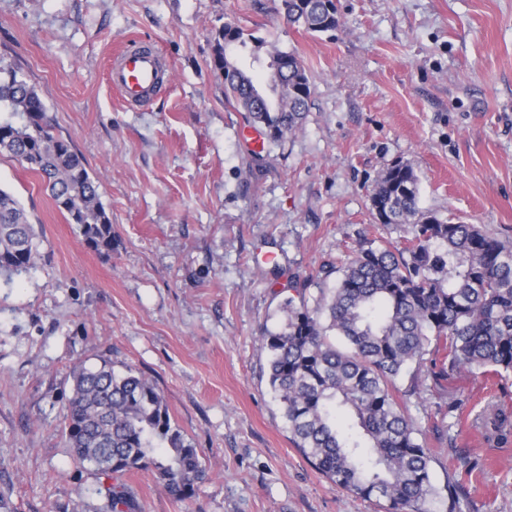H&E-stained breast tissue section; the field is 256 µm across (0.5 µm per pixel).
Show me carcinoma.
I'll return each instance as SVG.
<instances>
[{"mask_svg":"<svg viewBox=\"0 0 512 512\" xmlns=\"http://www.w3.org/2000/svg\"><path fill=\"white\" fill-rule=\"evenodd\" d=\"M281 0L288 23L310 32L341 26L334 0ZM270 74L273 98L254 110L255 84L244 70L224 75V98L268 131L273 143L299 130L311 85L293 52ZM213 66L224 69V27L215 31ZM40 175L69 223L96 248L112 250V222L98 186L71 142L55 131L36 87L0 65V153ZM379 223L407 224L402 248L363 235L345 246L311 284L289 279L287 319L266 331L269 385L296 447L336 488L386 503L385 512H427L435 493L432 453L395 398L396 379L428 353L441 355L436 381L461 374L512 372V243L475 224L447 223L419 206L418 178L395 164L377 181ZM39 234L19 201L0 189V272L36 266ZM66 435L77 458L105 475L153 464L166 491L186 499L204 469L156 387L104 364L74 374ZM448 512H462V484L447 482ZM112 512H135L128 488L108 487Z\"/></svg>","mask_w":512,"mask_h":512,"instance_id":"1","label":"carcinoma"}]
</instances>
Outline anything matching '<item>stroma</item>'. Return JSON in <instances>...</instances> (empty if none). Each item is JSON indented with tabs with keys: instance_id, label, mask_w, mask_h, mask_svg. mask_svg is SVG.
Segmentation results:
<instances>
[{
	"instance_id": "35a3bbf8",
	"label": "stroma",
	"mask_w": 512,
	"mask_h": 512,
	"mask_svg": "<svg viewBox=\"0 0 512 512\" xmlns=\"http://www.w3.org/2000/svg\"><path fill=\"white\" fill-rule=\"evenodd\" d=\"M278 0H0V61L33 83L94 178L112 251L88 243L41 177L0 156V188L41 236L22 275L0 274V512H385L340 490L291 440L259 341L281 322L288 277L317 278L360 235L392 242L370 195L411 164L420 205L512 240V0H336L340 28L310 33ZM232 22L295 52L311 83L303 129L254 156L224 99L213 32ZM130 41L165 61L160 90L126 103L109 81ZM112 365L157 387L205 478L185 500L153 466L109 477L62 433L78 366ZM431 359L398 398L432 452L428 512H512V374H462L439 390ZM421 392L407 395L411 381ZM458 407H449L450 399Z\"/></svg>"
}]
</instances>
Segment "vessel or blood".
Here are the masks:
<instances>
[{
	"label": "vessel or blood",
	"mask_w": 512,
	"mask_h": 512,
	"mask_svg": "<svg viewBox=\"0 0 512 512\" xmlns=\"http://www.w3.org/2000/svg\"><path fill=\"white\" fill-rule=\"evenodd\" d=\"M163 70V60L156 50L134 42L114 55L110 81L128 104L137 105L153 94Z\"/></svg>",
	"instance_id": "b4317fda"
}]
</instances>
